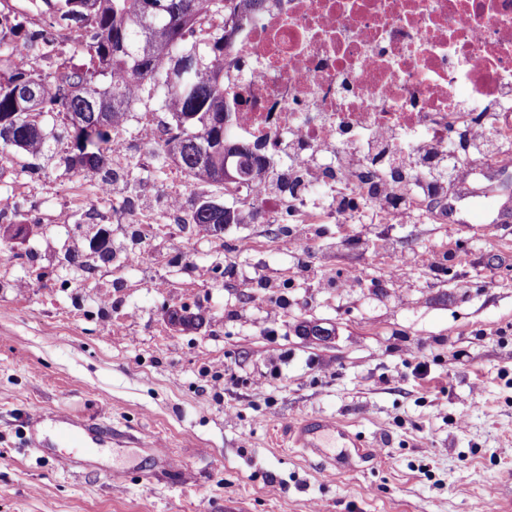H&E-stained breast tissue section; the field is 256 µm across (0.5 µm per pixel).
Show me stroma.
<instances>
[{"instance_id":"stroma-1","label":"stroma","mask_w":512,"mask_h":512,"mask_svg":"<svg viewBox=\"0 0 512 512\" xmlns=\"http://www.w3.org/2000/svg\"><path fill=\"white\" fill-rule=\"evenodd\" d=\"M162 117L136 103L120 132L114 161L153 178L143 193L0 157V224L35 227L0 265V512H512V185L470 180L497 188L482 224L462 206L436 224L206 235L181 222L219 190L157 165L146 128ZM91 224L113 259L88 274L65 250L89 249ZM452 241L470 262L451 270ZM394 253L404 262L387 267ZM180 306L204 316L199 330L171 326ZM304 320L331 336L301 335ZM60 408L111 440L67 450L49 422L33 449L27 417ZM312 414L365 435L371 466L339 475L280 447Z\"/></svg>"}]
</instances>
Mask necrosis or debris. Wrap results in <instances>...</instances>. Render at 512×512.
<instances>
[{
  "label": "necrosis or debris",
  "instance_id": "4bbe7bcc",
  "mask_svg": "<svg viewBox=\"0 0 512 512\" xmlns=\"http://www.w3.org/2000/svg\"><path fill=\"white\" fill-rule=\"evenodd\" d=\"M224 86L235 137L310 175L291 193L241 188L263 222L356 224L384 183L404 188L391 212L438 222L447 189L366 154L364 128H418L414 150L431 167L501 163L512 146V0H267L227 29Z\"/></svg>",
  "mask_w": 512,
  "mask_h": 512
}]
</instances>
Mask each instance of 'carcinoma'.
Here are the masks:
<instances>
[{
    "label": "carcinoma",
    "mask_w": 512,
    "mask_h": 512,
    "mask_svg": "<svg viewBox=\"0 0 512 512\" xmlns=\"http://www.w3.org/2000/svg\"><path fill=\"white\" fill-rule=\"evenodd\" d=\"M147 0H25L16 6L0 0V155L12 150L34 159L68 144L60 156L78 174L98 175L105 183L120 178L112 168V131L123 126L142 95L165 119L152 136L153 151L172 161L192 180L219 186L231 180L256 182L271 171L262 156L231 134L224 111V18L253 13L264 0H152L153 17L144 19ZM46 15L53 31H33L29 13ZM62 38L87 63L64 59L53 70L39 61ZM188 55L201 65L179 77L172 73ZM29 85L33 98L24 96ZM257 217L245 201L237 208L203 197L186 223L211 233L226 224ZM94 258L81 266L112 260L106 234L92 236ZM183 330L198 328L203 317L184 309L168 313Z\"/></svg>",
    "instance_id": "1"
}]
</instances>
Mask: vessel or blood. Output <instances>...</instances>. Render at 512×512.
Instances as JSON below:
<instances>
[{
	"label": "vessel or blood",
	"mask_w": 512,
	"mask_h": 512,
	"mask_svg": "<svg viewBox=\"0 0 512 512\" xmlns=\"http://www.w3.org/2000/svg\"><path fill=\"white\" fill-rule=\"evenodd\" d=\"M54 421L60 428L61 437L71 446L84 448L93 443V431L76 424L67 412L58 411ZM293 439L296 446L324 457L340 473L354 470L356 459L369 453L365 439L353 434L344 422L334 417L304 418L294 427Z\"/></svg>",
	"instance_id": "vessel-or-blood-1"
}]
</instances>
